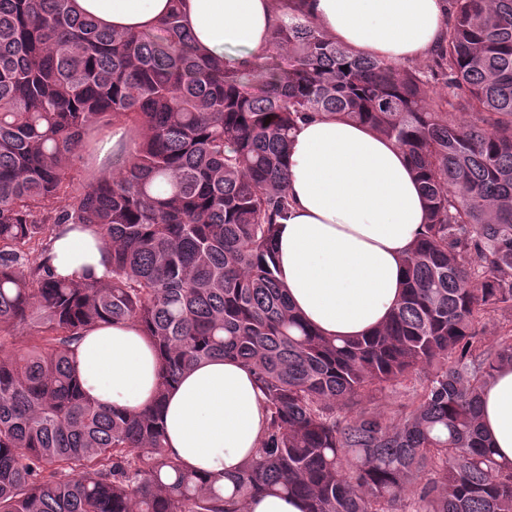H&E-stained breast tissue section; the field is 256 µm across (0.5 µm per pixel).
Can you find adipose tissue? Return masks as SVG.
<instances>
[{
    "label": "adipose tissue",
    "instance_id": "ef3b65f1",
    "mask_svg": "<svg viewBox=\"0 0 512 512\" xmlns=\"http://www.w3.org/2000/svg\"><path fill=\"white\" fill-rule=\"evenodd\" d=\"M73 8L108 29H141L167 13L169 0H73ZM306 9L336 42L401 67L430 55L448 21L447 0H307ZM276 16L274 0H183L196 46L230 66L269 47ZM287 164L291 205L274 252L290 306L326 336L375 332L402 297L404 259L426 222L411 160L369 126L322 116L299 123ZM99 245L91 229L68 230L51 251L55 276L107 280ZM73 368L83 390L108 409L134 413L154 401L157 355L132 323L88 331ZM164 425L174 457L228 486L259 446L266 397L250 368L215 357L169 390ZM480 427L497 458L512 460V365L485 388Z\"/></svg>",
    "mask_w": 512,
    "mask_h": 512
}]
</instances>
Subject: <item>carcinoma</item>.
I'll use <instances>...</instances> for the list:
<instances>
[{
  "label": "carcinoma",
  "instance_id": "cac0c4a2",
  "mask_svg": "<svg viewBox=\"0 0 512 512\" xmlns=\"http://www.w3.org/2000/svg\"><path fill=\"white\" fill-rule=\"evenodd\" d=\"M179 3L119 31L71 0H0V512H244L261 494L305 512H512V461L479 426L512 328L476 329L512 323V0H451L428 77L329 38L303 0H280L270 47L231 67L195 48ZM316 116L370 125L422 179L429 221L371 336L318 334L276 276L288 143ZM101 125L141 135L69 181ZM68 225L99 234L108 281L53 275ZM106 322L156 346L151 408L82 392L73 348ZM216 356L252 369L268 414L227 494L168 452L160 410ZM398 386L396 416L368 407Z\"/></svg>",
  "mask_w": 512,
  "mask_h": 512
}]
</instances>
